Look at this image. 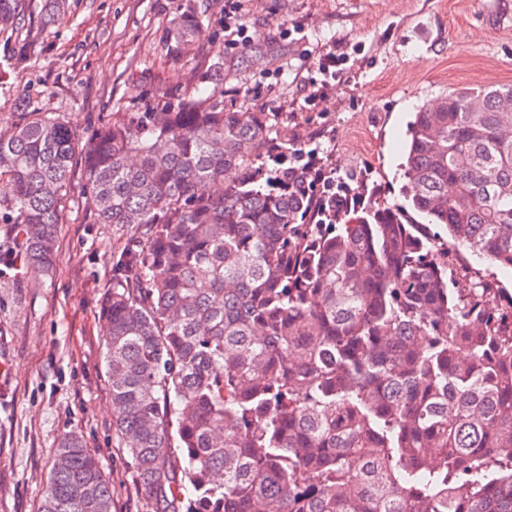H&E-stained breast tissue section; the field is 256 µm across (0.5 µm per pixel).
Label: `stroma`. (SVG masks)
I'll return each mask as SVG.
<instances>
[{
	"label": "stroma",
	"mask_w": 512,
	"mask_h": 512,
	"mask_svg": "<svg viewBox=\"0 0 512 512\" xmlns=\"http://www.w3.org/2000/svg\"><path fill=\"white\" fill-rule=\"evenodd\" d=\"M181 0H69L31 50L0 76V125L20 96L80 134L117 104L222 87L225 101L283 113L320 142L337 172H366L389 203L402 193L408 125L448 91L512 84V0H201V49L219 46L220 79L198 56L174 59L165 29ZM245 26L247 45L231 31ZM343 55L335 76L327 53ZM123 238L89 221L73 194L58 227L55 271L0 286V512H40L60 440L81 435L115 488L112 512H154L112 427L103 303Z\"/></svg>",
	"instance_id": "obj_1"
}]
</instances>
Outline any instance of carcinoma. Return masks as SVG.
I'll list each match as a JSON object with an SVG mask.
<instances>
[{
	"label": "carcinoma",
	"instance_id": "carcinoma-1",
	"mask_svg": "<svg viewBox=\"0 0 512 512\" xmlns=\"http://www.w3.org/2000/svg\"><path fill=\"white\" fill-rule=\"evenodd\" d=\"M23 4L0 0L1 36ZM202 18L184 0L175 53ZM283 121L197 89L121 106L83 138L24 104L0 128V277L53 270L81 154L92 223L127 240L105 365L158 512H512V292L448 287L438 236L319 172L322 145ZM409 136L411 209L512 269V85L453 90ZM114 493L70 434L41 512H111Z\"/></svg>",
	"mask_w": 512,
	"mask_h": 512
}]
</instances>
